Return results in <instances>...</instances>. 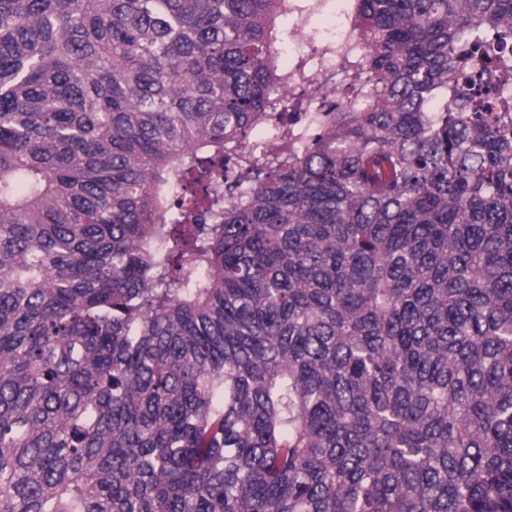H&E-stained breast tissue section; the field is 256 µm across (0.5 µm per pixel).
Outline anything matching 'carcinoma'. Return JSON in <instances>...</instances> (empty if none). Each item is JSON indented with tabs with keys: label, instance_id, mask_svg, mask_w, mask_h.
<instances>
[{
	"label": "carcinoma",
	"instance_id": "cac0c4a2",
	"mask_svg": "<svg viewBox=\"0 0 512 512\" xmlns=\"http://www.w3.org/2000/svg\"><path fill=\"white\" fill-rule=\"evenodd\" d=\"M288 3L0 0V512H512V0ZM336 8L344 9V2L329 0L326 11L308 21V28L312 35L308 31L306 22L314 14L303 4L292 3L288 12L294 16V21L288 30V40L284 44V52H288L290 63L288 64L286 56L281 59L283 64H288V73H292L296 60L309 55L314 57L317 64L312 66L309 79L315 86L322 85L327 90L336 88L337 81L342 77L335 63L336 50L351 51L358 46L356 35L350 27L348 28L342 15L320 39L319 44L312 46L315 42L313 36L319 39L324 34L332 16L336 13ZM321 53H324L322 62Z\"/></svg>",
	"mask_w": 512,
	"mask_h": 512
}]
</instances>
